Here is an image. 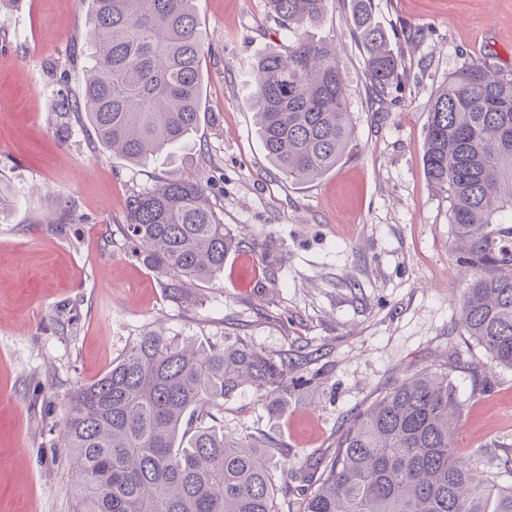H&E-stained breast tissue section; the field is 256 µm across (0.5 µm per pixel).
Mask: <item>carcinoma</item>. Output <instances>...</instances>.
<instances>
[{"instance_id":"cac0c4a2","label":"carcinoma","mask_w":512,"mask_h":512,"mask_svg":"<svg viewBox=\"0 0 512 512\" xmlns=\"http://www.w3.org/2000/svg\"><path fill=\"white\" fill-rule=\"evenodd\" d=\"M329 0H264L288 31L285 51L258 59L252 109L267 158L287 179L332 171L354 139L336 45L313 39ZM367 72L387 93L400 59L356 0ZM90 61L81 97L57 104L59 129L82 108L99 143L144 165L183 142L199 119L195 0H93ZM423 166L448 193L469 282L464 332L512 369V73L468 65L433 96ZM121 231L132 255L167 278L177 301L224 273L236 238L207 185L171 176L132 192ZM290 364L238 340L187 345L149 331L112 367L72 394L62 438L78 485L75 512H280L274 459L249 436L204 425L224 400L253 389L267 407L288 398ZM460 401L450 374L425 369L358 414L303 512H512V485L454 445Z\"/></svg>"}]
</instances>
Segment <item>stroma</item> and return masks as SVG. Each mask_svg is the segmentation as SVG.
<instances>
[{
	"instance_id": "1",
	"label": "stroma",
	"mask_w": 512,
	"mask_h": 512,
	"mask_svg": "<svg viewBox=\"0 0 512 512\" xmlns=\"http://www.w3.org/2000/svg\"><path fill=\"white\" fill-rule=\"evenodd\" d=\"M353 11L354 0H329L310 31L336 45L353 146L305 183L267 160L250 106L256 61L288 43L263 0H197L198 124L138 166L100 145L83 112L69 113L68 137L57 133L55 102L85 81L91 0L0 11V189L13 200L0 214V512H73L69 398L153 329L183 342L238 337L288 360L284 409L248 388L214 422L274 443L282 512H300L350 420L423 369L450 371L463 457L512 456V369L459 324L467 279L450 201L422 165L430 100L449 76L472 63L512 72V0H371L401 60L382 95ZM172 175L208 182L240 242L190 304L170 298L119 229L127 196Z\"/></svg>"
}]
</instances>
